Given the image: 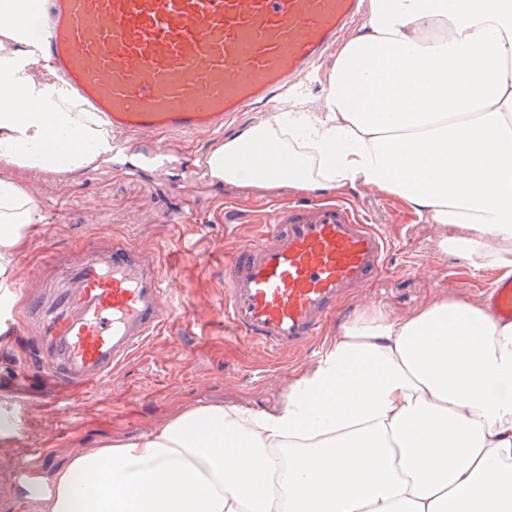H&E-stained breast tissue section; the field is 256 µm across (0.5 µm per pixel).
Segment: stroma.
Returning a JSON list of instances; mask_svg holds the SVG:
<instances>
[{
	"instance_id": "obj_1",
	"label": "stroma",
	"mask_w": 512,
	"mask_h": 512,
	"mask_svg": "<svg viewBox=\"0 0 512 512\" xmlns=\"http://www.w3.org/2000/svg\"><path fill=\"white\" fill-rule=\"evenodd\" d=\"M36 194L46 221L37 225L0 283L22 286L48 264L51 249L92 241L109 230L171 260V287L190 311L153 337L103 388L85 392L67 413L48 403L40 379L18 374L16 338L0 333V424L4 411L19 417L12 437L0 438V512H31L20 505L23 488L16 471L23 462L46 477L75 450L136 437L199 405L275 408L285 398L289 379L315 361L312 353L270 355L226 333L220 314L225 249L252 242L263 230L251 220L254 208L288 200V193L217 188L144 165L55 175L38 181ZM176 196L195 201L194 221L160 222ZM352 198L391 236L394 250L382 279L342 304V314L368 299L404 312L442 290L482 298L484 267L463 253L440 251L434 225L382 195L356 192ZM177 246L185 256L175 261L171 250Z\"/></svg>"
}]
</instances>
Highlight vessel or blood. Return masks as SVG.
Segmentation results:
<instances>
[{"mask_svg":"<svg viewBox=\"0 0 512 512\" xmlns=\"http://www.w3.org/2000/svg\"><path fill=\"white\" fill-rule=\"evenodd\" d=\"M361 0H39L24 33L122 143L157 149L168 137H215L236 113L296 93L359 17ZM253 243L224 253V326L266 350H307L338 305L382 278L391 238L353 202L295 199L256 218ZM43 294L0 297V318L33 323L21 374L54 404L75 401L126 364L174 318L170 267L131 239L61 253ZM512 318V279L485 284Z\"/></svg>","mask_w":512,"mask_h":512,"instance_id":"b4317fda","label":"vessel or blood"}]
</instances>
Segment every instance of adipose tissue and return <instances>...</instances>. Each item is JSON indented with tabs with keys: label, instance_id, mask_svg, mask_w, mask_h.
Instances as JSON below:
<instances>
[{
	"label": "adipose tissue",
	"instance_id": "ef3b65f1",
	"mask_svg": "<svg viewBox=\"0 0 512 512\" xmlns=\"http://www.w3.org/2000/svg\"><path fill=\"white\" fill-rule=\"evenodd\" d=\"M32 0H0V276L45 215L31 186L111 161L108 132L23 56ZM317 106L213 142V183L373 191L443 249L512 273V0H369ZM37 512H512V321L441 291L355 307L279 408L185 410L85 448Z\"/></svg>",
	"mask_w": 512,
	"mask_h": 512
}]
</instances>
